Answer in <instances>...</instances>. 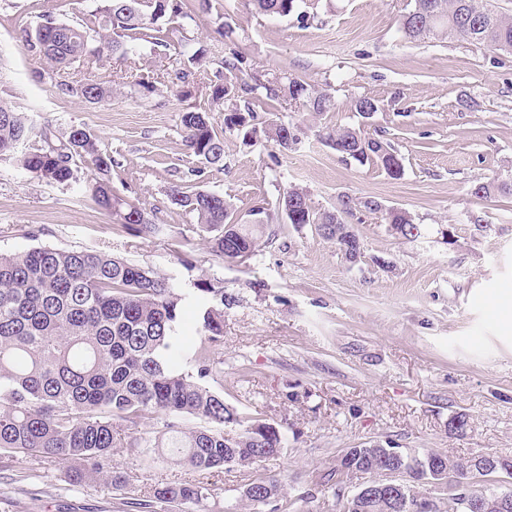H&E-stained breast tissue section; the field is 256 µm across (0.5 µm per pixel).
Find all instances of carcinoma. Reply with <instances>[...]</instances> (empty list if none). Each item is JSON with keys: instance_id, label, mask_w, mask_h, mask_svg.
I'll return each mask as SVG.
<instances>
[{"instance_id": "obj_1", "label": "carcinoma", "mask_w": 512, "mask_h": 512, "mask_svg": "<svg viewBox=\"0 0 512 512\" xmlns=\"http://www.w3.org/2000/svg\"><path fill=\"white\" fill-rule=\"evenodd\" d=\"M246 2L258 14L282 17L299 7L298 0ZM186 8V0H100L84 24L60 21L49 12L35 32L25 35V46L46 62L44 73L56 89L92 105L109 106L112 82H65L70 68L86 60L125 58L140 41L154 51L169 46L170 29L164 23L195 20ZM399 32L411 43L464 41L512 51V17L490 8L489 0H415L414 8L401 16ZM208 53L203 44H184L183 65L175 73L177 100L186 99L202 84ZM221 64L222 79L205 84L211 112L224 115V130L242 134L247 143L261 134L265 145L285 152L299 141L298 126L279 118L268 119L260 130L251 125V96L259 90L270 108L299 104L316 114L334 108L328 90L297 78H270L256 71L239 47L229 49ZM354 109L362 123L326 132V143L361 166H375L394 180L402 178L403 158L396 148L366 130V121L379 111V104L358 98ZM181 123L189 153L208 165L224 160V139L216 134L210 112L185 111ZM0 157L57 185L77 179L79 160L90 173L85 193L112 220L114 230L142 239L164 231L114 188L112 156L87 129L77 128L67 141L55 145L46 130L0 100ZM472 193L512 196V182H478ZM169 198L196 217L212 254L227 263H242L255 255L264 225L239 223L224 195L176 187ZM275 207L300 212L297 219L288 217L294 227L320 225L322 239L336 245L351 263L361 256L362 242L344 217L359 208L370 213L382 210L375 200L357 201L343 194L335 210L317 212L296 187L283 190ZM201 292L197 301L204 339L195 352V371L182 372L166 356L182 301L168 278L105 249L38 246L0 253V450L72 463L74 480H102L123 501L132 489L123 472L112 466L115 424L120 421L135 427L148 414L163 420L162 430L136 436L127 445V451L147 463L162 455L209 474L226 465L246 468L278 455L284 445L279 428L240 415L207 385L223 373V361L212 356V348L223 340L226 297L224 287L210 283ZM493 460L463 477L462 488L453 490L449 500L458 503L479 477L512 478V458L495 455ZM382 465L375 457L350 458L346 452L341 456L342 467L361 475H371ZM402 467L407 496L414 498L423 476L406 461ZM214 492L202 481L166 484L154 489L153 499L143 508L191 512L189 506ZM279 495L280 485L266 477L251 480L241 490L242 499L252 506L269 505Z\"/></svg>"}]
</instances>
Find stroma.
Instances as JSON below:
<instances>
[{"mask_svg":"<svg viewBox=\"0 0 512 512\" xmlns=\"http://www.w3.org/2000/svg\"><path fill=\"white\" fill-rule=\"evenodd\" d=\"M412 5L320 0L303 22L252 15L243 0H212L203 22L185 30L212 46L208 75L228 51L215 30L230 21L257 70L329 87L336 103L320 115L283 109L282 119L301 128L300 143L285 154L245 144L216 123L224 136L219 169L200 165L184 145L182 110H209L207 95L182 103L139 85L147 74L173 78L180 43L162 54L141 43L127 60L75 66V79L104 77L116 87L111 105L97 107L36 79L44 64L21 41L46 12L80 23L96 0H0V99L46 126L52 140L75 128L94 132L117 164L115 188L166 229L148 239L114 231L84 191L86 169L60 186L0 158V252L106 246L169 277L184 297L169 354L185 371L194 369L201 341L198 282H222L231 299L223 340L213 348L224 361L219 390L242 415L278 426L285 444L261 465L208 475L218 491L208 512H271L240 498L245 484L264 476L282 487L281 512H341L360 484L337 470L347 448L391 441L405 452L512 457V196L471 192L480 178L512 181V53L462 41L408 42L397 23ZM361 96L381 106L369 133L397 148L401 179L343 159L320 135L326 126L357 125L352 101ZM176 185L222 193L245 224L252 209L291 186L320 211L334 209L343 194L382 209L353 222L363 243L356 263L319 237L316 225L297 230L275 213L264 220L256 255L228 264L210 252L193 216L171 204ZM392 207L424 225L423 237L389 232L382 212ZM460 414L468 420L462 433L448 427ZM162 425L152 416L138 430ZM135 431L117 424L112 457L133 498L198 481L188 466L149 467L130 454ZM0 512L134 510L120 508L105 482L78 483L66 465L0 450Z\"/></svg>","mask_w":512,"mask_h":512,"instance_id":"stroma-1","label":"stroma"}]
</instances>
